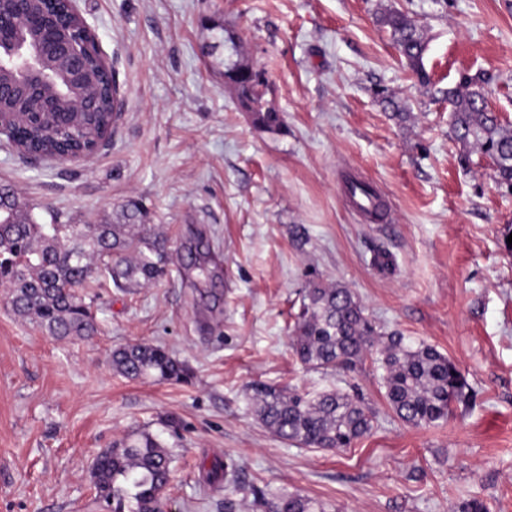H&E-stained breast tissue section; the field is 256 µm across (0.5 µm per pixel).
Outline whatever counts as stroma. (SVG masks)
I'll list each match as a JSON object with an SVG mask.
<instances>
[{
    "label": "stroma",
    "mask_w": 512,
    "mask_h": 512,
    "mask_svg": "<svg viewBox=\"0 0 512 512\" xmlns=\"http://www.w3.org/2000/svg\"><path fill=\"white\" fill-rule=\"evenodd\" d=\"M115 70L124 108L81 162L34 161L0 143V184L42 223L97 224L134 200L176 253L205 230L222 269V313L203 310L178 263L147 288L101 276L99 331L59 341L18 317L0 290V512H105L96 457L149 432L174 461L164 512H224L206 471L231 456L259 487L334 512H459L471 499L512 512V188L452 136L444 97L483 77L512 125V0H79ZM422 25L420 83L377 21ZM264 70L283 126L253 125L203 44L222 30ZM382 192L389 217L359 220L346 181ZM391 259L376 266L377 253ZM341 284L386 331L437 348L465 373L467 403L412 427L380 369L310 368L290 334L309 280ZM134 342L164 346L187 383L130 379L110 363ZM264 383L362 398L372 430L343 452L296 447L259 422Z\"/></svg>",
    "instance_id": "obj_1"
}]
</instances>
